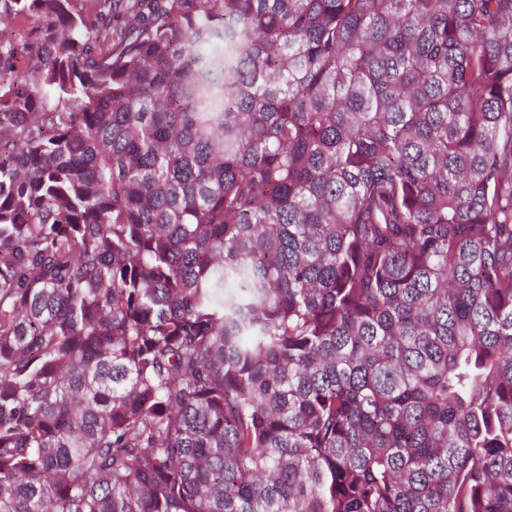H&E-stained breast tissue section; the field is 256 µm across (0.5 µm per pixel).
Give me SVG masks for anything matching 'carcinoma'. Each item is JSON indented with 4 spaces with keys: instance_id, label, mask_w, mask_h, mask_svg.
Masks as SVG:
<instances>
[{
    "instance_id": "cac0c4a2",
    "label": "carcinoma",
    "mask_w": 512,
    "mask_h": 512,
    "mask_svg": "<svg viewBox=\"0 0 512 512\" xmlns=\"http://www.w3.org/2000/svg\"><path fill=\"white\" fill-rule=\"evenodd\" d=\"M72 2L0 0V512H512V0Z\"/></svg>"
}]
</instances>
